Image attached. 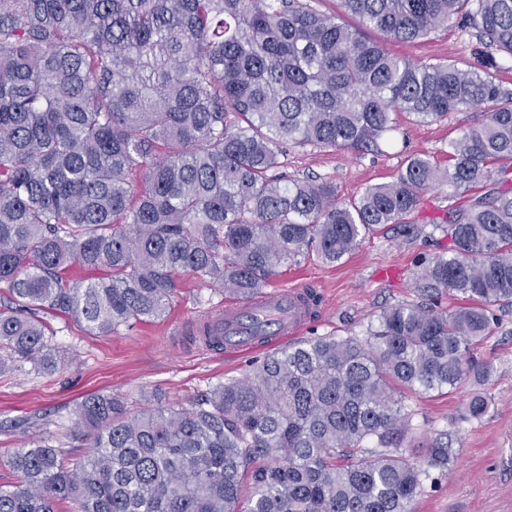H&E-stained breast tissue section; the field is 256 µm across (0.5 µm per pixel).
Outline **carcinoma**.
Wrapping results in <instances>:
<instances>
[{
	"mask_svg": "<svg viewBox=\"0 0 512 512\" xmlns=\"http://www.w3.org/2000/svg\"><path fill=\"white\" fill-rule=\"evenodd\" d=\"M340 2L362 28L310 0H0V375L56 369L42 311L110 336L163 317L183 273L250 297L290 262L338 263L406 223L430 189L467 197L419 277L463 304L390 306L363 339L284 346L185 402L87 396L83 457L30 439L0 512H414L448 471L446 433L425 465L407 458L405 394L488 379L474 350L512 308V92L488 73L512 58V0ZM459 18L480 68L412 63L363 34L415 41ZM471 111L484 119L447 167L414 155L348 202L277 172L290 143L368 149L396 112ZM491 405L476 391L466 417Z\"/></svg>",
	"mask_w": 512,
	"mask_h": 512,
	"instance_id": "obj_1",
	"label": "carcinoma"
}]
</instances>
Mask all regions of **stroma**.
Returning a JSON list of instances; mask_svg holds the SVG:
<instances>
[{
  "label": "stroma",
  "instance_id": "stroma-1",
  "mask_svg": "<svg viewBox=\"0 0 512 512\" xmlns=\"http://www.w3.org/2000/svg\"><path fill=\"white\" fill-rule=\"evenodd\" d=\"M412 61L447 60L462 67L480 66L483 47L473 29L452 24L414 42L387 44ZM482 119L477 112H455L444 122H419L399 115L395 129L368 152L289 146L281 169L292 178L317 177L336 186L339 201L359 196L366 187L394 180L408 156L421 154L441 168L448 165V143ZM451 201L447 190L423 194L409 218L412 235L393 224L370 234L336 264L311 255L282 267L272 288L311 286L324 294L325 311L312 330L316 336H361L384 308L421 301L416 282L422 263L447 254L448 238L435 226ZM231 292H214L191 274L181 275L167 318L121 328L112 336L90 334L84 323L64 315H44L61 356L57 369L37 372L30 366L0 375V486L16 482L8 456L32 437L50 436L79 457L86 442L72 427L77 400L87 394H117L132 408L151 395L182 400L213 384L244 377L256 355L225 356L188 336L189 326L207 313H219L233 301ZM493 373L485 391L493 406L481 420L465 417L475 382L443 392L412 394L415 409L409 456L422 462L421 447L434 434L452 438L454 463L435 473L414 502L416 512H512V312L477 348Z\"/></svg>",
  "mask_w": 512,
  "mask_h": 512
}]
</instances>
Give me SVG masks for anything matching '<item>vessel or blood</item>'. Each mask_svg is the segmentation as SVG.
<instances>
[{"instance_id": "1", "label": "vessel or blood", "mask_w": 512, "mask_h": 512, "mask_svg": "<svg viewBox=\"0 0 512 512\" xmlns=\"http://www.w3.org/2000/svg\"><path fill=\"white\" fill-rule=\"evenodd\" d=\"M308 301L303 288L294 287L261 296L252 303H228L223 315L216 321V329L224 337V353L228 356L250 354L256 347L241 323L250 316L269 318L274 328L266 346L275 350L303 334L310 324Z\"/></svg>"}]
</instances>
